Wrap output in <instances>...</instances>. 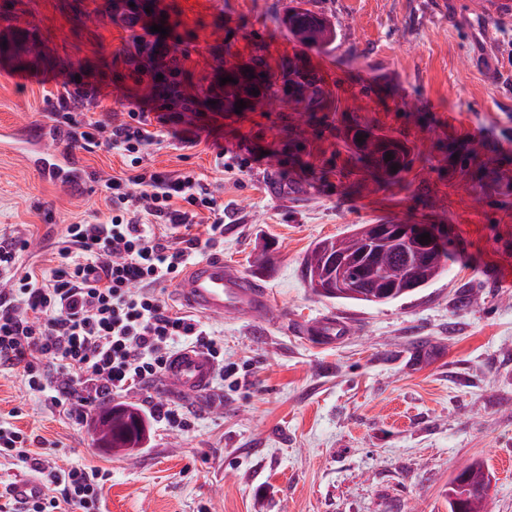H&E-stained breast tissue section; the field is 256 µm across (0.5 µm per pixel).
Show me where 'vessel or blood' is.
<instances>
[{
  "label": "vessel or blood",
  "instance_id": "vessel-or-blood-1",
  "mask_svg": "<svg viewBox=\"0 0 512 512\" xmlns=\"http://www.w3.org/2000/svg\"><path fill=\"white\" fill-rule=\"evenodd\" d=\"M35 169L53 176L67 187L80 188L86 182L77 162L58 166L41 156L33 161ZM179 300L193 312L212 319L227 314L261 316L272 305L266 288L251 280L242 271L225 263L222 256L202 258L188 265L177 285ZM345 324L335 316L326 315L304 329L309 339L323 344H333L346 335ZM216 365L203 351L191 347L175 353L167 362L163 381L167 388L180 396H196L209 393ZM14 498L29 500L43 492L42 483L33 476L18 478L11 486Z\"/></svg>",
  "mask_w": 512,
  "mask_h": 512
}]
</instances>
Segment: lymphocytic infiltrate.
<instances>
[{
    "mask_svg": "<svg viewBox=\"0 0 512 512\" xmlns=\"http://www.w3.org/2000/svg\"><path fill=\"white\" fill-rule=\"evenodd\" d=\"M90 93L67 80L57 92L71 147L108 145L129 162L104 181L107 213L95 224H70L55 241L61 263L50 272L22 266L27 240L0 236V371L23 369L29 388L67 413L84 414L102 399L150 385L171 355L194 347L224 363V343L192 314L173 312L161 293L204 249L224 237V204L195 173L171 174L146 162L150 146L175 134L184 146L200 135L173 112L129 109L78 122ZM207 239L172 246L159 226L187 229L202 213ZM31 435L0 422V457L40 475L50 491L0 512H98L104 474L81 465L50 467L31 450Z\"/></svg>",
    "mask_w": 512,
    "mask_h": 512,
    "instance_id": "lymphocytic-infiltrate-1",
    "label": "lymphocytic infiltrate"
}]
</instances>
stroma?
Here are the masks:
<instances>
[{"label": "stroma", "instance_id": "1", "mask_svg": "<svg viewBox=\"0 0 512 512\" xmlns=\"http://www.w3.org/2000/svg\"><path fill=\"white\" fill-rule=\"evenodd\" d=\"M182 72L137 54L116 0H0V235L27 239L23 263L57 266L47 247L67 225L101 219V184L126 167L103 146L76 152L88 183L40 177L14 141L53 125L64 76L102 87L116 113L161 106L200 143L167 138L147 162L195 171L224 201L217 254L269 289L262 318L212 326L232 374L190 420L156 425L129 455L96 448L94 423L63 413L0 372V419L35 439L52 466L108 472L100 512H449L457 467L483 463L489 512H512V19L479 0H309L335 26L323 49L282 23L295 0H168ZM262 66L253 109L214 111L209 90L228 66ZM155 68L154 85L132 73ZM309 85L299 86V77ZM191 107H184V99ZM367 129L404 142L399 178H374L347 138ZM257 160L215 168L218 148ZM359 224H432L447 271L383 306L313 295L301 270L312 245ZM334 314L349 334L322 348L299 332Z\"/></svg>", "mask_w": 512, "mask_h": 512}]
</instances>
